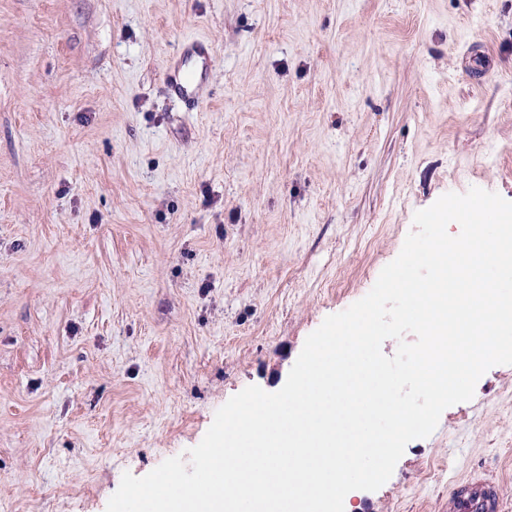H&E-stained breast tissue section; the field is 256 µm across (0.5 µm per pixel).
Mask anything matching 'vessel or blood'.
Wrapping results in <instances>:
<instances>
[{
    "mask_svg": "<svg viewBox=\"0 0 512 512\" xmlns=\"http://www.w3.org/2000/svg\"><path fill=\"white\" fill-rule=\"evenodd\" d=\"M212 45L202 37L185 38L179 54L165 71L166 88L171 97L196 104L211 75ZM504 498L496 477L473 474L453 482L448 490V512H503Z\"/></svg>",
    "mask_w": 512,
    "mask_h": 512,
    "instance_id": "obj_1",
    "label": "vessel or blood"
}]
</instances>
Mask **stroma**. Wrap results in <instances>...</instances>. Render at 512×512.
Masks as SVG:
<instances>
[{
	"mask_svg": "<svg viewBox=\"0 0 512 512\" xmlns=\"http://www.w3.org/2000/svg\"><path fill=\"white\" fill-rule=\"evenodd\" d=\"M472 187L512 201V0H0V512H106ZM473 473L512 512V365L352 512ZM213 47L204 37H187L181 51L165 71L166 88L171 97L187 104L198 102L200 91L209 83Z\"/></svg>",
	"mask_w": 512,
	"mask_h": 512,
	"instance_id": "stroma-1",
	"label": "stroma"
}]
</instances>
